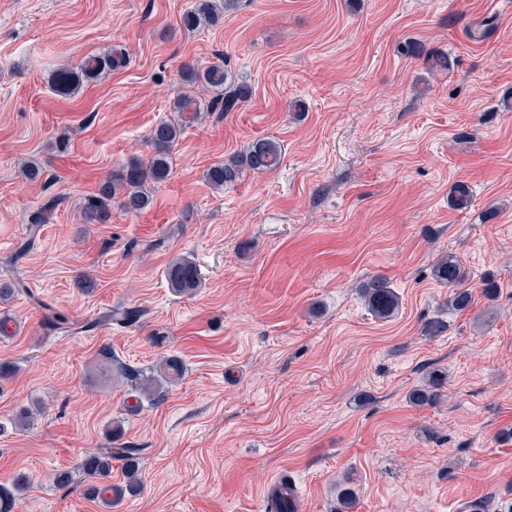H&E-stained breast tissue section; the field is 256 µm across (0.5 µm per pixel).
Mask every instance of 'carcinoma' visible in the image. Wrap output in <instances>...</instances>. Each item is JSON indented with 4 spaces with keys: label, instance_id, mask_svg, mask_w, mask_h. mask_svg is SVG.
Wrapping results in <instances>:
<instances>
[{
    "label": "carcinoma",
    "instance_id": "carcinoma-1",
    "mask_svg": "<svg viewBox=\"0 0 512 512\" xmlns=\"http://www.w3.org/2000/svg\"><path fill=\"white\" fill-rule=\"evenodd\" d=\"M238 0H196L194 7L183 16V24L189 29L213 26L230 17L237 8ZM124 63V55L89 57L80 65V71L60 69L54 75L55 87L67 93L74 92L81 82L96 78L100 71L112 64ZM187 79L199 83L205 89H222L224 96L215 100L212 107H221V111L230 112L251 96V88L243 81L238 82L219 64L198 71L185 66ZM174 120L161 121L152 127L149 140L154 153L147 162L133 161L122 171L102 183L98 191L86 198L82 207V220L85 224H105L110 219L112 201H118L123 210L129 213L140 212L151 205L152 196L149 185L166 181L170 175L171 148L181 138L185 129L204 119V113L198 101L191 96H179L173 102ZM283 160L279 141L272 138L258 139L243 151H240L220 163L207 169L205 178L210 186L222 191L224 187L240 180L246 172H271L278 169ZM448 196L456 210H466L472 202L470 187L465 182L453 184ZM434 279L448 286V309L454 312L466 310L472 302V292L466 286L467 272L461 261L454 256L439 259L433 266ZM165 279L169 288L176 294L193 293L201 283L200 271L194 259L180 256L172 259L166 270ZM362 298L370 313L379 320L391 318L399 307V297L390 282L376 276L363 284ZM48 311L46 327L50 330L67 331L74 321L65 313L39 302ZM184 375V366L177 358H165L157 376L133 377L131 379V398L134 404L128 411L135 412L143 403L155 401L164 393V387L178 383ZM439 379L429 374L426 387L418 388L410 394V400L423 405L438 396ZM142 449L126 445L118 448H95L87 452L80 464L83 472L98 480L112 475V461L124 462L127 471V484L116 489L110 485L102 488L93 486L90 493L104 495L112 490L119 494L133 491L138 484V460Z\"/></svg>",
    "mask_w": 512,
    "mask_h": 512
}]
</instances>
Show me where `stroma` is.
Returning a JSON list of instances; mask_svg holds the SVG:
<instances>
[{"label":"stroma","instance_id":"obj_1","mask_svg":"<svg viewBox=\"0 0 512 512\" xmlns=\"http://www.w3.org/2000/svg\"><path fill=\"white\" fill-rule=\"evenodd\" d=\"M192 5L0 0V259L42 223L18 255L28 294L0 303V363L14 368L0 488L26 482L13 512H259L284 469L301 512L481 499L499 512L512 502V442L498 439L512 427V0H239L189 30ZM113 51L122 66L55 89L57 70ZM186 63L223 65L250 99L186 130L146 211L83 223V198L151 154ZM266 137L283 147L276 171L210 187V166ZM458 181L473 194L463 211L448 202ZM445 254L468 273L466 312L432 276ZM179 255L201 271L190 295L164 277ZM374 276L399 296L386 321L358 294ZM44 302L81 330L50 334ZM118 307L145 315L85 330ZM168 356L183 379L128 411L129 374ZM433 369L442 397L411 404ZM23 408L38 416L18 430ZM113 425L143 450L141 486L108 504L79 463Z\"/></svg>","mask_w":512,"mask_h":512}]
</instances>
